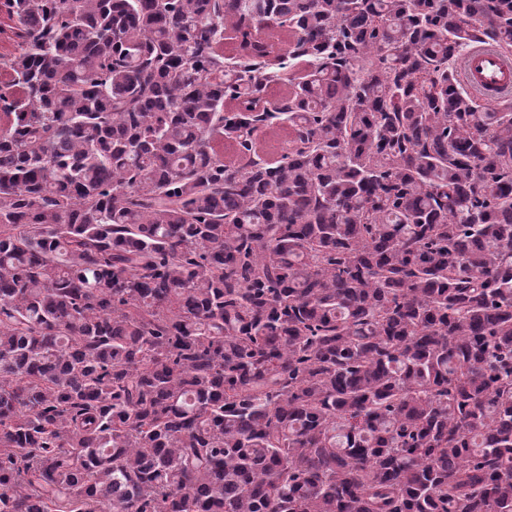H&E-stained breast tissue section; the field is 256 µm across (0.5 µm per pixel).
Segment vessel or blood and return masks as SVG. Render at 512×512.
<instances>
[{"label": "vessel or blood", "instance_id": "obj_1", "mask_svg": "<svg viewBox=\"0 0 512 512\" xmlns=\"http://www.w3.org/2000/svg\"><path fill=\"white\" fill-rule=\"evenodd\" d=\"M464 86L485 101L512 92V56L494 49L474 51L461 63Z\"/></svg>", "mask_w": 512, "mask_h": 512}]
</instances>
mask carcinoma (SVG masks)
<instances>
[{"label":"carcinoma","mask_w":512,"mask_h":512,"mask_svg":"<svg viewBox=\"0 0 512 512\" xmlns=\"http://www.w3.org/2000/svg\"><path fill=\"white\" fill-rule=\"evenodd\" d=\"M3 6L0 512H512V0ZM0 0V54L9 56L17 49V42L19 41L14 35V23L10 20L5 13V9L1 7ZM463 84L484 101L512 92V56L494 49L472 51L461 63ZM288 147L287 126L275 127L257 145L258 154L266 160H274Z\"/></svg>","instance_id":"1"}]
</instances>
